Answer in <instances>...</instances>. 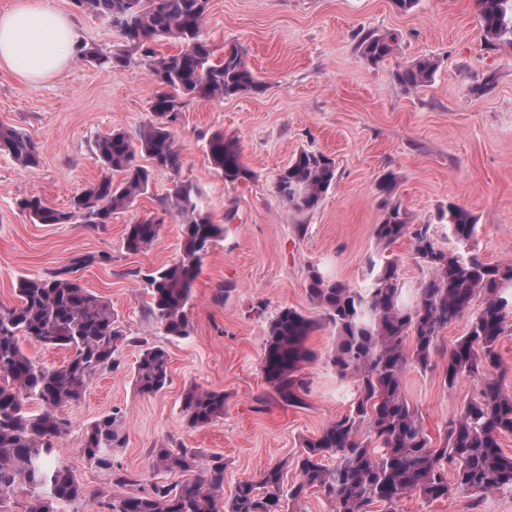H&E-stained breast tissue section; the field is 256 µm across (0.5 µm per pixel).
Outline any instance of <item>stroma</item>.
I'll return each mask as SVG.
<instances>
[{
    "instance_id": "stroma-1",
    "label": "stroma",
    "mask_w": 512,
    "mask_h": 512,
    "mask_svg": "<svg viewBox=\"0 0 512 512\" xmlns=\"http://www.w3.org/2000/svg\"><path fill=\"white\" fill-rule=\"evenodd\" d=\"M42 2L71 18L80 42L106 52L121 48L107 19L72 0ZM388 33L399 36L396 53L368 65L363 38ZM203 34L219 55L225 44L241 45L264 90L190 102L170 126L182 156L179 172L156 170L148 194L98 228L35 224L16 201L33 194L64 209L98 180L96 140L115 130L137 136L151 118L157 86L148 70L136 57L109 68L75 56L42 82L0 69V123L24 129L40 153L39 167L27 170L0 152V304L16 303L20 278L46 276L77 253L104 254L107 262L79 271L80 283L110 303L128 336L162 346L170 357L168 386L143 396L130 374L139 348L124 346L119 369L96 377L67 409L72 432L54 453L95 497L59 512H104L97 497L112 492L111 479L88 467L81 434L113 411L126 418V443L115 456L142 489L155 480L150 449L173 441L205 456L223 454L228 493L239 480L295 458L303 439L349 412L354 384L338 380L325 361L335 345L331 327L306 342L315 359L302 370L308 389L300 406L272 400L261 359L267 325L282 308L318 317L307 295L309 265L351 287L367 285L384 174L396 175L395 199L411 223L434 222L440 207L458 203L477 219L483 258L512 262V45L485 44L475 0H418L406 13L392 0H210ZM419 56L436 61L433 81L401 89L394 72ZM217 132L237 139L251 180L230 185L214 170L207 143ZM303 149L333 158L336 181L317 208L298 212L274 182ZM179 181L197 187L204 210L225 227L193 284L192 330L183 339L153 328L143 281L180 254L182 225L169 197ZM145 217L159 219V234L129 253L125 228ZM443 369L439 360L425 371L407 366L402 375L407 401L437 444L481 387L476 377L444 385ZM194 384L226 395L223 417L198 429L188 427L181 404ZM400 510L512 512V492L488 495L476 508L462 492L434 502L414 495Z\"/></svg>"
}]
</instances>
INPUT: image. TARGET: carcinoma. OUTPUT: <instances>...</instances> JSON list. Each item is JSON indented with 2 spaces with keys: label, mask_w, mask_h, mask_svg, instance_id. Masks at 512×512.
Here are the masks:
<instances>
[{
  "label": "carcinoma",
  "mask_w": 512,
  "mask_h": 512,
  "mask_svg": "<svg viewBox=\"0 0 512 512\" xmlns=\"http://www.w3.org/2000/svg\"><path fill=\"white\" fill-rule=\"evenodd\" d=\"M86 12L109 19L123 38V48L103 52L82 45L80 59L98 66L125 64L136 54L159 87L151 100L152 119L137 139L114 130L95 143V157L104 174L73 195L65 209L49 206L36 195L17 200L19 211L35 224H87L97 227L112 214L131 207L147 194L152 171L137 164L144 154L158 169L179 171L182 159L170 131L187 103L194 99L222 100L264 90L235 45L215 58L202 34L209 0H75ZM478 21L487 43L512 42V0H476ZM179 49L163 54L157 41ZM397 35L368 36L361 55L376 66L393 55ZM436 63L418 57L400 65L395 82L417 89L434 78ZM0 151L21 167L36 169L40 155L22 130L0 124ZM208 156L224 182L234 184L254 176L237 142L213 134ZM119 175L114 179L113 175ZM336 178L335 162L323 153L302 150L276 178V191L295 211L313 210ZM396 177L388 173L377 185L383 211L375 225L378 246L386 248L407 236L422 268V277L405 300V283L398 261L381 254L370 259V282L352 288L308 267V297L321 312L317 321L294 308H283L267 327L261 370L277 402L297 406L305 381L303 366L312 358L308 337L324 323L332 327L336 344L326 363L341 381H352L355 398L348 413L306 438L294 462L297 480L288 485V462L279 461L257 480L239 481L224 498V455L202 458L194 448L167 443L150 450L155 473H181L177 483L154 482L147 491L134 474L115 459L123 447L124 416L107 414L82 433V453L90 468L109 473L120 489L107 502L109 512H296L307 491L315 489L332 505V512H399L403 499L416 494L427 502L448 497L451 490L483 497L512 491V455L500 437L512 434V391L495 376L500 366L496 346L512 328V262L490 263L477 248L479 224L465 207L448 202L435 224H411L394 201ZM171 206L183 224L181 253L175 262L145 275L149 312L156 330L174 338L190 336L187 308L192 285L209 246L224 233L203 210L200 193L190 183H175ZM444 232H438V226ZM159 223L144 218L127 225L124 246L132 254L158 236ZM104 256L78 253L45 278H23L15 289L17 303L0 306V512L23 490L29 494L26 512H57L59 504L83 502L90 493L72 468L51 459L54 443L69 436L71 422L64 411L78 404L89 383L104 371L119 368L118 349L130 342L112 307L84 288L72 274ZM483 298L466 334L452 347L439 342L440 333ZM70 352L59 366L37 362L22 341ZM140 353L132 368L135 389L155 395L169 380V354L161 346L138 341ZM445 359L444 382L452 387L463 377H481L478 397L467 403L446 431L443 443L425 432L415 408L402 391V374L413 364L426 370L436 357ZM36 400L38 414L27 411ZM224 392L192 385L182 395V411L191 428L207 426L224 416ZM335 463L330 465L328 460ZM453 482H448V470Z\"/></svg>",
  "instance_id": "cac0c4a2"
}]
</instances>
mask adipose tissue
Wrapping results in <instances>:
<instances>
[{"instance_id":"adipose-tissue-1","label":"adipose tissue","mask_w":512,"mask_h":512,"mask_svg":"<svg viewBox=\"0 0 512 512\" xmlns=\"http://www.w3.org/2000/svg\"><path fill=\"white\" fill-rule=\"evenodd\" d=\"M75 39L65 16L41 0H18L0 15V67L30 82L48 79L67 65Z\"/></svg>"}]
</instances>
